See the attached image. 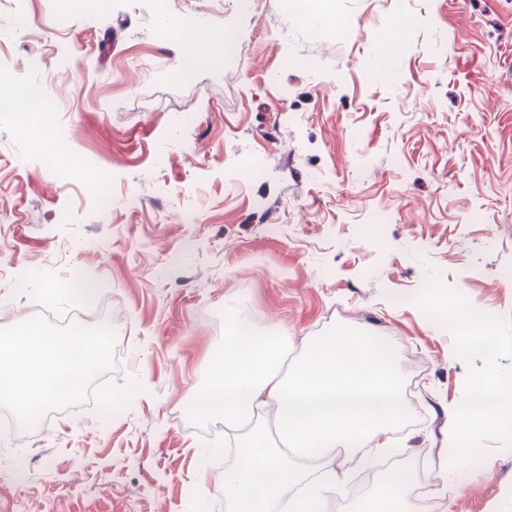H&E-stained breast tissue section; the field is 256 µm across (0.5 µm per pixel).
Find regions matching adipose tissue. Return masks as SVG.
Listing matches in <instances>:
<instances>
[{
	"instance_id": "ef3b65f1",
	"label": "adipose tissue",
	"mask_w": 512,
	"mask_h": 512,
	"mask_svg": "<svg viewBox=\"0 0 512 512\" xmlns=\"http://www.w3.org/2000/svg\"><path fill=\"white\" fill-rule=\"evenodd\" d=\"M178 47L179 65L196 72L212 62L198 21H164ZM457 349L485 343L491 318L462 308L444 311ZM224 347L193 416H218L235 441V462L224 472L229 512H302L306 501L327 512V494L347 469L366 464L391 447L393 427L406 418L395 357L378 338L349 328L312 338L291 369H283L288 333L259 332L226 313ZM512 422V378L491 375L474 384L468 399L448 417L443 464L453 468L479 455L471 429ZM410 478L390 477L383 499L362 512H434L433 500L410 505Z\"/></svg>"
}]
</instances>
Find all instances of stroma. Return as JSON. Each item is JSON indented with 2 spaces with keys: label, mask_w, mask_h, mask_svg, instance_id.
Here are the masks:
<instances>
[{
  "label": "stroma",
  "mask_w": 512,
  "mask_h": 512,
  "mask_svg": "<svg viewBox=\"0 0 512 512\" xmlns=\"http://www.w3.org/2000/svg\"><path fill=\"white\" fill-rule=\"evenodd\" d=\"M292 4L100 0L65 22L56 0L0 6L26 20L0 16V78L44 87L70 154L108 176L98 196L56 180L33 117L0 121V263L91 277L123 322L110 378L140 385L111 418L88 406L0 435V469L9 447L26 467L0 481V512H226L224 435L188 408L231 307L287 328L292 360L340 327L380 337L424 410L382 466L410 470V502L512 512V429L442 464L449 411L512 376V0H334L331 21ZM165 15L211 29V67L173 76ZM425 282L493 317L496 357L452 355Z\"/></svg>",
  "instance_id": "1"
}]
</instances>
